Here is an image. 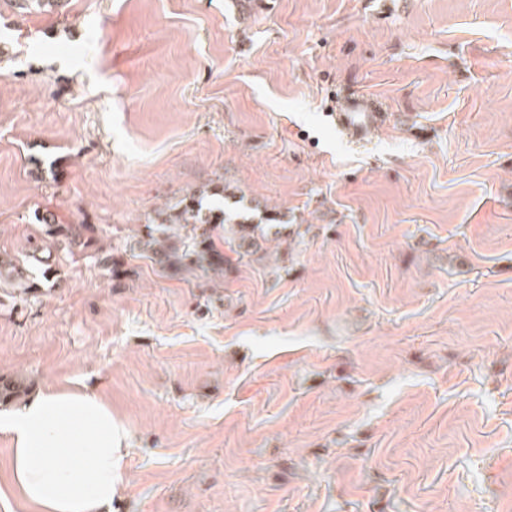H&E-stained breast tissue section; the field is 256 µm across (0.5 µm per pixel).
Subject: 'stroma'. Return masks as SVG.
Returning <instances> with one entry per match:
<instances>
[{"mask_svg":"<svg viewBox=\"0 0 512 512\" xmlns=\"http://www.w3.org/2000/svg\"><path fill=\"white\" fill-rule=\"evenodd\" d=\"M217 184L267 258L136 250ZM0 378L111 406L112 512H512V0H0ZM375 100L373 96L361 93L345 96L336 110V126L351 139L363 140L369 128L387 119V113L377 109Z\"/></svg>","mask_w":512,"mask_h":512,"instance_id":"1","label":"stroma"}]
</instances>
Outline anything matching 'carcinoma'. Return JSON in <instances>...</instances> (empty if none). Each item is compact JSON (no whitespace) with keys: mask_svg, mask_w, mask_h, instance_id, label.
<instances>
[{"mask_svg":"<svg viewBox=\"0 0 512 512\" xmlns=\"http://www.w3.org/2000/svg\"><path fill=\"white\" fill-rule=\"evenodd\" d=\"M205 197L204 190L190 192L157 210L137 241L139 251L173 274L199 271L207 275L224 272V253L214 241L220 226L231 231L224 241L236 253L252 256L263 250L278 217L268 214L257 223L243 210L207 206Z\"/></svg>","mask_w":512,"mask_h":512,"instance_id":"1","label":"carcinoma"}]
</instances>
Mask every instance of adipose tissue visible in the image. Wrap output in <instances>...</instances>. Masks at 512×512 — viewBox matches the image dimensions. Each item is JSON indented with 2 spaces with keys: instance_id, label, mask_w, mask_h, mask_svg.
Listing matches in <instances>:
<instances>
[{
  "instance_id": "1",
  "label": "adipose tissue",
  "mask_w": 512,
  "mask_h": 512,
  "mask_svg": "<svg viewBox=\"0 0 512 512\" xmlns=\"http://www.w3.org/2000/svg\"><path fill=\"white\" fill-rule=\"evenodd\" d=\"M12 444L0 499L34 512H109L129 435L83 387L45 389L0 416Z\"/></svg>"
}]
</instances>
